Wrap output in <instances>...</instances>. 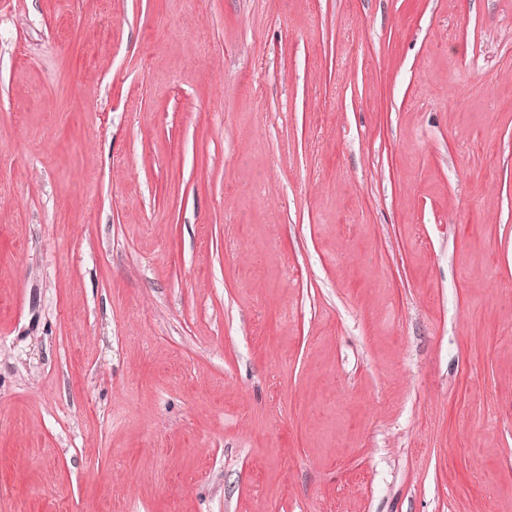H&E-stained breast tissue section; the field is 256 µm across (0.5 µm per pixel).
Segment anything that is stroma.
Returning a JSON list of instances; mask_svg holds the SVG:
<instances>
[{"mask_svg": "<svg viewBox=\"0 0 512 512\" xmlns=\"http://www.w3.org/2000/svg\"><path fill=\"white\" fill-rule=\"evenodd\" d=\"M0 512H512V0H0Z\"/></svg>", "mask_w": 512, "mask_h": 512, "instance_id": "stroma-1", "label": "stroma"}]
</instances>
